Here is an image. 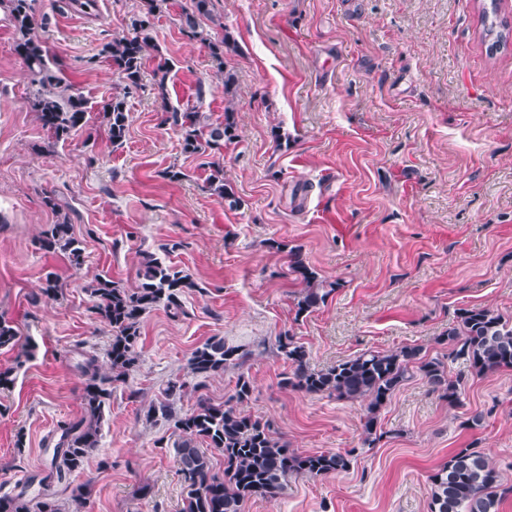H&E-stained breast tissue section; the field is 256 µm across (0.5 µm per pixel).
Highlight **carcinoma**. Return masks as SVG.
Returning <instances> with one entry per match:
<instances>
[{
  "label": "carcinoma",
  "mask_w": 512,
  "mask_h": 512,
  "mask_svg": "<svg viewBox=\"0 0 512 512\" xmlns=\"http://www.w3.org/2000/svg\"><path fill=\"white\" fill-rule=\"evenodd\" d=\"M33 0H0V11L13 25L18 38L16 52L23 60L35 87L32 106L42 128L58 143L65 142L85 129L91 120L87 101L63 83L61 69L54 68L55 58L34 33ZM146 11L130 18L127 34L112 39L102 54L118 71L126 92L140 87L145 53L155 47L151 36V18L163 10L167 0H145ZM210 0H194V10L182 15V31L188 36H201V17H208ZM224 94L231 95L236 75L224 69V56L235 50L228 36L208 43ZM107 120L108 136L119 146L131 122L124 102L115 98L102 107ZM166 122L182 133V150L203 157L219 150L235 138L234 110L224 108V122L213 127L206 124L199 111H180L170 107ZM208 184L213 194L233 207L237 199L232 188L224 184V167L207 162ZM48 252H62L79 264L82 241L73 236L72 225L63 219L52 225L43 240ZM289 272L304 285L295 304V318H300L324 303L339 287L324 284L308 265L301 249L289 251ZM138 285L127 288L117 281L99 276L90 285L93 309L110 328L111 340L106 352L109 371L102 372L92 361L86 367L83 387V415L61 426V434L53 449L51 469L58 480L84 470L88 455L100 447L105 412L110 406L115 385L123 383L137 362V345L143 316L157 306L173 315L184 313L181 296L197 284L191 276L167 264L153 254L142 256ZM448 343V360L430 357L423 349L406 346L393 352L367 351L338 362L327 369L315 370L307 362V352L296 336L285 331L276 339L277 353L290 371L280 384L306 394H328L338 399L368 402L363 425L365 441L373 444L377 436L378 414L396 390L415 371L448 404L459 401L463 378L448 377V363L462 360L478 376L512 368V318L486 307L462 308L456 321L444 334ZM18 332L12 323L0 317V349H13ZM244 355L228 346L224 339L212 337L198 346L189 359L191 372L198 377L220 373L243 363ZM202 388L199 382L170 381L161 397L147 410V417L167 421L177 437L174 450L179 472L186 484L182 512H241L242 503L251 497L273 498L284 488L291 474L324 476L349 468V459L332 451L298 453L288 443L273 436L270 425L239 409L247 402L253 385L239 375L234 393L222 403L199 396L196 408L182 411L177 400L188 391ZM224 457V470H215L208 450ZM505 490L500 475L478 448H460L447 465L431 476L430 512H499ZM0 512H62L61 504L51 494L41 493L31 499L20 492L0 497Z\"/></svg>",
  "instance_id": "carcinoma-1"
}]
</instances>
